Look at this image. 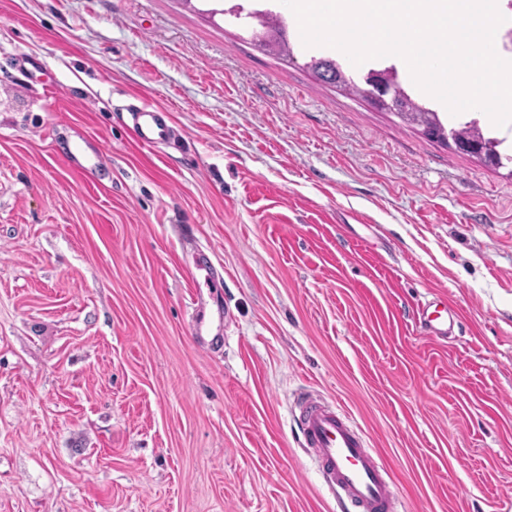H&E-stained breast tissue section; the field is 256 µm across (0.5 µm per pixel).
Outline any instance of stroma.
<instances>
[{"label": "stroma", "mask_w": 512, "mask_h": 512, "mask_svg": "<svg viewBox=\"0 0 512 512\" xmlns=\"http://www.w3.org/2000/svg\"><path fill=\"white\" fill-rule=\"evenodd\" d=\"M238 4L283 9L0 0V512H339L303 388L400 512H512V165L260 48ZM141 103L173 140H133ZM87 149L88 141L84 137L79 136L78 139L73 142L69 150L68 158L70 162L80 157L84 161V164L81 165L82 169L100 167L104 156L94 151L89 153ZM417 319L426 336L447 340L459 322L458 312L440 298L434 297L417 310Z\"/></svg>", "instance_id": "stroma-1"}]
</instances>
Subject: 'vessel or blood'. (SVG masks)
<instances>
[{
	"label": "vessel or blood",
	"mask_w": 512,
	"mask_h": 512,
	"mask_svg": "<svg viewBox=\"0 0 512 512\" xmlns=\"http://www.w3.org/2000/svg\"><path fill=\"white\" fill-rule=\"evenodd\" d=\"M133 134L139 144L154 147L169 141L173 130L161 110L138 106L134 109ZM68 158L83 159L88 169L101 166L103 160L102 154L89 151L82 137L73 142ZM417 319L426 336L445 340L453 335L459 314L436 297L418 308ZM292 416L301 447L313 453L341 512H399V500L384 461L344 410L302 390L294 397Z\"/></svg>",
	"instance_id": "vessel-or-blood-1"
}]
</instances>
